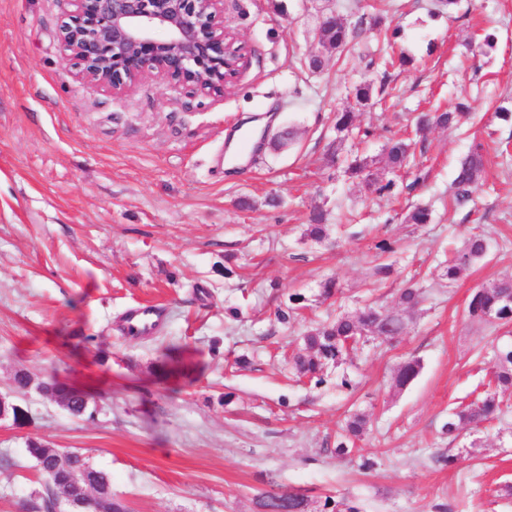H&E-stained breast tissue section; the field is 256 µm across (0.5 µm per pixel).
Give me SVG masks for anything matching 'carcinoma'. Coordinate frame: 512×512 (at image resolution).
Wrapping results in <instances>:
<instances>
[{
	"instance_id": "cac0c4a2",
	"label": "carcinoma",
	"mask_w": 512,
	"mask_h": 512,
	"mask_svg": "<svg viewBox=\"0 0 512 512\" xmlns=\"http://www.w3.org/2000/svg\"><path fill=\"white\" fill-rule=\"evenodd\" d=\"M325 37L330 43L336 44V50L344 49L348 42L349 28L340 15L326 21ZM467 106L458 104L453 111L431 112L421 115L417 121V132L423 133L429 127L449 128L457 125ZM356 115L347 110L336 115V133L349 136L353 133L366 136L369 130L355 124ZM415 144L404 139H393L386 147V165L392 170L401 168L414 156ZM484 154L482 146L478 145L465 155L457 170L452 183L453 202L462 206L472 200L473 189L477 186L484 173ZM346 173L353 177L362 178L367 186L378 193L388 192L393 187V181L383 182L367 173V163L360 157H355L349 164ZM326 217L323 209L316 207L309 215L307 235L313 240L325 236ZM379 255L374 265V275L380 283L388 280L394 273V264L387 261L385 255L392 252V247L380 243L377 246ZM488 250L487 239L482 234L468 238L462 250L448 260L443 267V276L454 282L475 261L483 258ZM305 301L301 293L288 295V304L278 308L277 319L286 323L293 316L297 305ZM421 301L420 289L412 286L402 289L399 295V309L387 310L376 305H367L356 315H339L336 319L320 324L308 331L303 337L305 353L294 357L298 373L308 378V381L318 387L326 382L323 369L329 365H338L345 361L352 351L371 339L385 337L394 339L403 335L407 328L405 313L415 310ZM468 315L475 319H483L488 315L494 321L512 322V278L502 279L475 289L467 306ZM420 360L408 359L403 361L394 377L397 387H405L419 374ZM491 383L494 388L484 392V395L465 404H460L448 414V420L442 426V433L448 437H457L466 427H479L486 421L498 416L501 412L502 399L512 393V344H504L497 348L492 370ZM46 397L56 403L63 401L72 406V416L82 417L83 398L78 392L67 388L55 381L46 382ZM367 430V419L363 414L351 415L342 427V432L336 438V455L349 452L354 439ZM29 454L43 467L52 470V474L44 479L42 490L38 492L37 512H55L58 497L76 493L72 474L75 467L72 463L59 465L56 462L58 449L39 440L27 442ZM75 463L86 473L90 486L103 485L109 480L106 473L96 469L84 456L76 458ZM258 505L265 512H308L307 496L301 492L281 491L264 492L258 496Z\"/></svg>"
}]
</instances>
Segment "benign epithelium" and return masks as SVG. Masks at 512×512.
Returning a JSON list of instances; mask_svg holds the SVG:
<instances>
[{"label":"benign epithelium","instance_id":"1","mask_svg":"<svg viewBox=\"0 0 512 512\" xmlns=\"http://www.w3.org/2000/svg\"><path fill=\"white\" fill-rule=\"evenodd\" d=\"M57 2L68 13L60 40L75 76L116 96L156 77L222 97L246 65L224 31V0Z\"/></svg>","mask_w":512,"mask_h":512}]
</instances>
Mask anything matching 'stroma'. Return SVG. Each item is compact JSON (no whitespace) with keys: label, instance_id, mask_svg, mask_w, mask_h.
<instances>
[{"label":"stroma","instance_id":"35a3bbf8","mask_svg":"<svg viewBox=\"0 0 512 512\" xmlns=\"http://www.w3.org/2000/svg\"><path fill=\"white\" fill-rule=\"evenodd\" d=\"M331 11L350 41L313 72ZM65 19L58 0H0V394L24 370L88 392L94 415L17 396L23 417L0 421V512H30L44 482L31 439L84 454L131 512H260L273 488L302 490L312 512L328 497L358 512H512V404L456 439L441 432L497 345L512 343V324L466 312L476 288L512 277V0H461L453 14L438 0H224L247 66L221 97L155 78L115 96L78 80L59 40ZM391 55L407 65L386 68ZM367 84L357 120L369 137L337 141V113ZM461 102L459 126L416 137L397 190L379 195L346 174L360 156L388 179L389 139ZM261 120L293 141L262 142ZM478 144L482 179L454 206L458 162ZM231 149V168L216 169ZM417 206L429 223L409 221ZM316 207L329 213L319 242L305 235ZM478 232L486 256L442 279ZM382 241L395 268L383 284L372 276ZM329 277L340 291L326 299ZM411 279L425 299L402 336L329 369L326 386L297 382L290 359L307 330L371 301L397 308ZM294 292L306 306L281 323L275 311ZM144 302L164 307L163 326L124 333ZM413 357L418 376L395 387ZM354 412L368 430L337 456Z\"/></svg>","mask_w":512,"mask_h":512}]
</instances>
